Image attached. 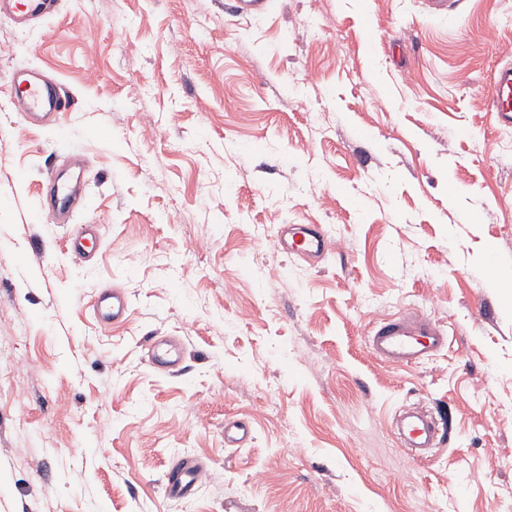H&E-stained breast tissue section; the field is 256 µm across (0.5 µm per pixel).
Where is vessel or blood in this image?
Here are the masks:
<instances>
[{
    "label": "vessel or blood",
    "instance_id": "b4317fda",
    "mask_svg": "<svg viewBox=\"0 0 512 512\" xmlns=\"http://www.w3.org/2000/svg\"><path fill=\"white\" fill-rule=\"evenodd\" d=\"M56 0H0V16L9 18L18 30H27L54 14ZM15 98L24 116L37 121L49 115L70 111L72 99L50 83L41 71L26 69L12 79ZM490 106L499 126L512 128V65L495 67L491 79ZM80 204L76 186L49 172L43 191V207L54 223H61ZM102 237L101 224L78 225L67 249L80 263L86 262ZM276 243L289 255L308 261L322 256L329 243L319 225L289 224L278 233ZM90 306L96 321L105 328L123 323L129 307L127 296L119 291L95 286ZM368 344L384 362L394 367L421 365L448 345L447 330L430 318L405 313L382 319L372 327ZM149 363L165 371H180L184 363L183 347L173 338L155 339L149 348ZM396 427L406 448L418 460L428 458L441 445L444 434L436 419L427 413L409 408L402 412ZM204 467L195 459L173 458L165 474V491L169 496L184 498L199 485Z\"/></svg>",
    "mask_w": 512,
    "mask_h": 512
}]
</instances>
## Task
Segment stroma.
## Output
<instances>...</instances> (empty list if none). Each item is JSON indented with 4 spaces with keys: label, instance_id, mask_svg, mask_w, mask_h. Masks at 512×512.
I'll list each match as a JSON object with an SVG mask.
<instances>
[{
    "label": "stroma",
    "instance_id": "35a3bbf8",
    "mask_svg": "<svg viewBox=\"0 0 512 512\" xmlns=\"http://www.w3.org/2000/svg\"><path fill=\"white\" fill-rule=\"evenodd\" d=\"M458 9L448 25L428 0H277L259 20L230 0H57L25 32L0 17V337L26 334L0 351V512H512V284L488 273L512 270V133L489 108L512 0ZM23 68L75 107L26 121ZM73 154L84 200L53 224L42 186ZM94 221L100 250L77 264L66 240ZM285 224L344 247L293 261ZM97 285L128 296L123 325H97ZM405 311L448 346L397 368L365 337ZM155 336L179 338L184 371L150 366ZM408 405L448 436L421 462L392 427ZM228 418L246 444L225 442ZM182 455L211 480L172 498Z\"/></svg>",
    "mask_w": 512,
    "mask_h": 512
}]
</instances>
